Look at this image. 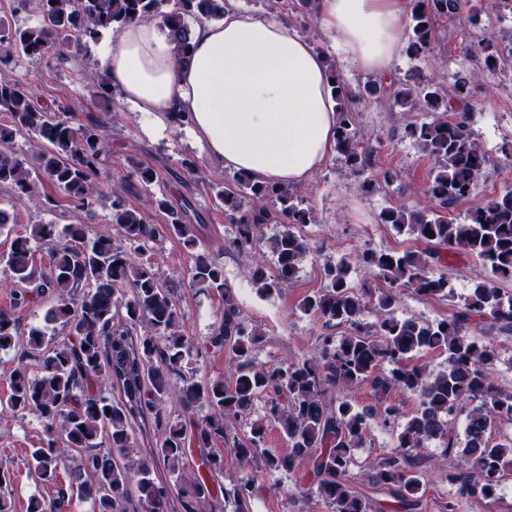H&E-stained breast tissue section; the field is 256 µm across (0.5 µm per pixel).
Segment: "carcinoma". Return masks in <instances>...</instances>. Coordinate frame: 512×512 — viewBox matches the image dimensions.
<instances>
[{"label":"carcinoma","mask_w":512,"mask_h":512,"mask_svg":"<svg viewBox=\"0 0 512 512\" xmlns=\"http://www.w3.org/2000/svg\"><path fill=\"white\" fill-rule=\"evenodd\" d=\"M225 2L35 0L38 25L0 29V65L21 54L64 58L69 48L95 41L105 30L118 32L158 16L175 63L185 65L191 49L186 18L219 19ZM459 10V0H413L407 47L411 57L420 60L434 53L437 21L455 18ZM477 53L479 64L456 81L452 94L418 69L386 86L370 80L357 93L336 76V66L330 67L337 90L336 152L346 166L358 175L371 166L354 103L388 87L402 112L422 116L407 122L405 133L432 162L427 195L433 207L389 206L379 214L381 223L415 237L423 249L362 250L324 266L326 285L305 296L299 310L347 332L321 336L317 351L301 362L254 364L252 354L262 333L242 315L223 264L205 252L193 254L190 286L219 298L222 319L202 349L180 333L181 308L151 262L149 249L159 238L172 236L193 250L200 225L192 223L188 199L177 206L165 197L154 199L155 209L165 215L159 225L131 205L130 197L157 178L150 166L130 162L129 176L108 188L111 222L120 228L122 242L92 237L83 224H69L61 235L53 224H30L25 233L15 235L8 254L0 258V272L13 287L11 309L0 310V350L16 345L12 311L45 296L52 299L44 325L27 332L4 400L13 412L34 414L44 423L45 439L29 449L25 465L56 492L48 499H30L27 512H62L75 500L92 501L93 512H129L134 500L138 512H168L174 495L179 512H201L206 504L223 512V500L231 512H251L260 476L250 473L229 488L223 486L226 450L244 467L262 461L260 472L267 476L305 466L304 475L334 512H418L426 487L424 458L417 449L432 440L443 444L446 455L460 458L448 470L453 496L446 512H457L461 499L497 501L505 477L512 474V438L496 437L498 423L512 420V390L495 384L496 345L476 331L489 322L512 332V291L500 287L512 281V189L470 210L460 222L446 215L473 196L490 164L473 128L471 88L512 58V39L487 29ZM0 119V188L10 189L17 201L36 199L52 208L55 198L39 191L43 177L74 208L94 204L106 129L102 119L80 122L73 108L63 117L51 113L39 106L30 85L5 76L0 77ZM19 133L44 141L31 168L10 147ZM394 181L393 173L385 170L365 179L362 188L370 193ZM215 196L235 227V247L253 256L257 290L271 294L295 280L309 250L307 240L291 230L266 240L261 227L314 224V212L300 206L288 188L242 172L218 187ZM265 201L274 209L263 206ZM125 241L142 250L139 259L127 251ZM34 242L47 250L44 269L36 266ZM265 244L276 258L270 273L260 254ZM450 246L475 255L483 279L445 319L430 323L396 317L401 287L448 297L443 251ZM353 263L375 271L389 291L376 296L369 288H354L349 281ZM368 313L375 314V321H365ZM212 350L224 351L236 364L235 378L201 384L186 376L190 359H205ZM433 352L447 354L448 368L434 372L414 363L417 356ZM363 387L377 406L360 408L345 396H335ZM395 392L416 399L410 416L395 403ZM262 397V413L256 417V402ZM169 401L187 413L201 406L209 412L190 425L180 418L162 425L160 412ZM462 413L469 430L459 448L451 429ZM375 417L395 431L394 446L380 454L373 472L374 483L392 498L386 506L362 495L350 480L355 452L364 446ZM232 418L247 428L243 435L231 433ZM271 424L280 427L288 452L275 454L262 447ZM159 425L160 439L144 456L131 459L135 440L147 438ZM61 440L77 452L72 466L60 457ZM219 442L226 448L214 447ZM194 453L197 469L187 475L184 467ZM75 470L82 474L79 483L73 479Z\"/></svg>","instance_id":"1"}]
</instances>
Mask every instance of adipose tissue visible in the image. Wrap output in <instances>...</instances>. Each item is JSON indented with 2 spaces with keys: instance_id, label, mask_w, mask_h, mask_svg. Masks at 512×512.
Masks as SVG:
<instances>
[{
  "instance_id": "adipose-tissue-1",
  "label": "adipose tissue",
  "mask_w": 512,
  "mask_h": 512,
  "mask_svg": "<svg viewBox=\"0 0 512 512\" xmlns=\"http://www.w3.org/2000/svg\"><path fill=\"white\" fill-rule=\"evenodd\" d=\"M337 56L389 76L404 48L411 0H316ZM124 102L162 125L187 122L208 160L280 186L302 185L336 152L337 113L322 54L275 13L227 0L218 24L197 26L191 59L175 65L153 21L126 26L104 53Z\"/></svg>"
}]
</instances>
